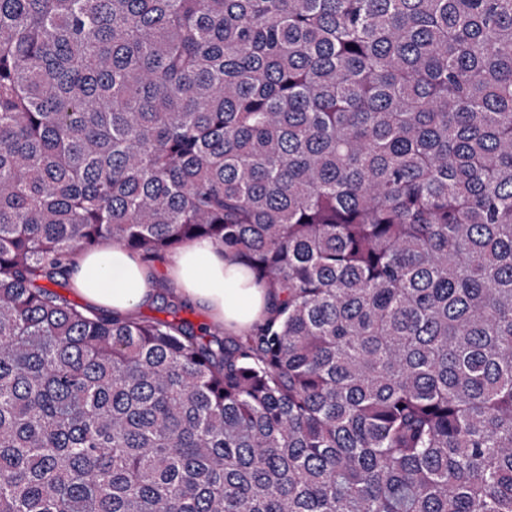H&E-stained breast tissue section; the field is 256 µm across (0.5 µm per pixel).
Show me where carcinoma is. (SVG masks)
Segmentation results:
<instances>
[{
	"instance_id": "obj_1",
	"label": "carcinoma",
	"mask_w": 512,
	"mask_h": 512,
	"mask_svg": "<svg viewBox=\"0 0 512 512\" xmlns=\"http://www.w3.org/2000/svg\"><path fill=\"white\" fill-rule=\"evenodd\" d=\"M0 512H512V0H0ZM176 252V251H175ZM174 252H171L173 254ZM166 272L174 288L186 294L198 307L181 311L177 318H186L196 326L212 323L222 325L230 332L238 333L266 315L268 301L262 289L250 282L243 266L233 256L224 258L207 240L185 243L168 262L156 264L161 275L157 281L155 299L144 306L138 315L168 318L160 294L166 281ZM75 272L68 295L77 304L131 316L155 295L154 272L120 246L107 242L74 257ZM82 296H80L76 291ZM85 302H84V300Z\"/></svg>"
}]
</instances>
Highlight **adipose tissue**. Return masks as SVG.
<instances>
[{"instance_id": "1", "label": "adipose tissue", "mask_w": 512, "mask_h": 512, "mask_svg": "<svg viewBox=\"0 0 512 512\" xmlns=\"http://www.w3.org/2000/svg\"><path fill=\"white\" fill-rule=\"evenodd\" d=\"M73 265L72 283L88 307L131 316L155 295L153 271L116 244L77 254ZM166 272L174 288L228 331L240 332L266 315L264 291L235 257L223 256L209 241L185 243L169 258Z\"/></svg>"}]
</instances>
